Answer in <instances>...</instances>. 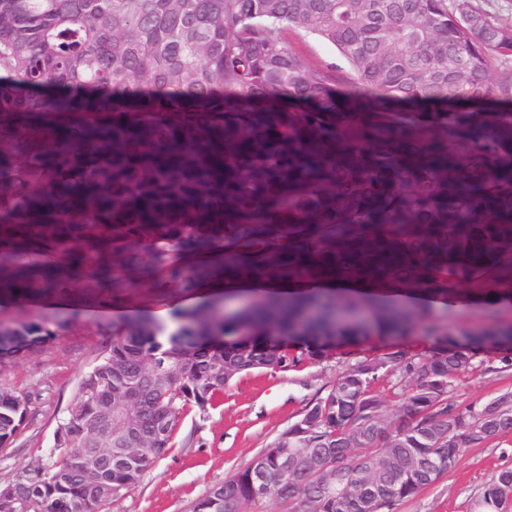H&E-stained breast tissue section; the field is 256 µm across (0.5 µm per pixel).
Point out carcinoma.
<instances>
[{"label": "carcinoma", "mask_w": 512, "mask_h": 512, "mask_svg": "<svg viewBox=\"0 0 512 512\" xmlns=\"http://www.w3.org/2000/svg\"><path fill=\"white\" fill-rule=\"evenodd\" d=\"M293 29L346 67L292 50ZM512 23L472 0H0V297L72 283L184 291L219 273L305 268L446 291L512 286ZM131 274L112 275L113 257ZM425 307L314 293L231 317L203 301L177 327L145 316L112 330L82 380L51 462L5 488L19 512H108L171 445L183 411L236 375L325 360L338 344L411 334ZM53 332L0 326V362ZM512 326L432 352L358 361L350 379L290 425L289 449L340 464L348 491L281 470L267 497L299 512H380L454 468L466 448L512 433V392L457 410L454 376ZM408 374L394 430L363 412L382 373ZM112 407V446L93 433ZM27 415L0 390V450ZM251 468L219 484L224 512L262 500ZM477 512H512V467L493 472Z\"/></svg>", "instance_id": "obj_1"}]
</instances>
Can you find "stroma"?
I'll return each mask as SVG.
<instances>
[{
  "mask_svg": "<svg viewBox=\"0 0 512 512\" xmlns=\"http://www.w3.org/2000/svg\"><path fill=\"white\" fill-rule=\"evenodd\" d=\"M270 296L265 280L256 278L241 285L217 278L184 294L164 286L106 292L77 284L61 293L0 303V325L49 322L57 326L55 335L40 346L0 365V389L21 395L28 405L23 425L0 451V484L8 483L16 471L46 462L57 453V430L80 382L110 348L113 328L143 314L161 320L173 308L203 299L233 308L247 299ZM429 307L436 333L461 336L493 325H511L512 288L492 281L482 288L461 282L450 291L433 293ZM434 335L420 329L402 338L370 337L337 346L319 363L237 375L212 406L190 408L181 417L171 448L138 485L113 499L111 512H192L209 488L249 466L324 396L343 368L393 350L427 354ZM501 357L497 350L484 353L478 372L453 378L452 399L457 408L484 404L512 391V368H503ZM504 467H512V435L467 449L454 469L390 512H473V502L489 475Z\"/></svg>",
  "mask_w": 512,
  "mask_h": 512,
  "instance_id": "stroma-1",
  "label": "stroma"
}]
</instances>
